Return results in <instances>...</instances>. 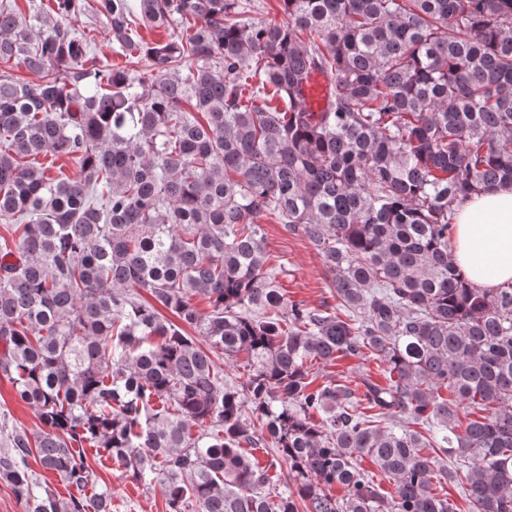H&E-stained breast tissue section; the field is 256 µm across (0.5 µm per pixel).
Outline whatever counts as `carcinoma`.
<instances>
[{
    "mask_svg": "<svg viewBox=\"0 0 512 512\" xmlns=\"http://www.w3.org/2000/svg\"><path fill=\"white\" fill-rule=\"evenodd\" d=\"M27 2L0 0V378L43 429L7 434L0 480L28 512H112L87 448L169 512H454L443 479L512 512V282L474 287L452 249L458 205L512 184V0H281L280 23L242 0ZM85 14L127 66L91 55ZM267 216L336 306L284 299ZM366 353L384 382L314 384ZM268 441L295 490L247 450ZM305 93L308 107L313 112H321L327 107L330 93L329 81L322 74L315 73L310 78ZM27 466L30 471L35 475V477L42 484L49 485L52 489L56 490L58 495L61 497H68L67 489L65 488V484L60 480L59 476L51 471L44 470L37 458V456L31 455L27 458Z\"/></svg>",
    "mask_w": 512,
    "mask_h": 512,
    "instance_id": "cac0c4a2",
    "label": "carcinoma"
}]
</instances>
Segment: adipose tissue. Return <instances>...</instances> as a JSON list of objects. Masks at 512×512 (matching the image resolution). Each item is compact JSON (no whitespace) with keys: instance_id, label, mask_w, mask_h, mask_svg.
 Returning a JSON list of instances; mask_svg holds the SVG:
<instances>
[{"instance_id":"ef3b65f1","label":"adipose tissue","mask_w":512,"mask_h":512,"mask_svg":"<svg viewBox=\"0 0 512 512\" xmlns=\"http://www.w3.org/2000/svg\"><path fill=\"white\" fill-rule=\"evenodd\" d=\"M456 222L459 267L483 288L512 281V185L472 196L457 210Z\"/></svg>"}]
</instances>
